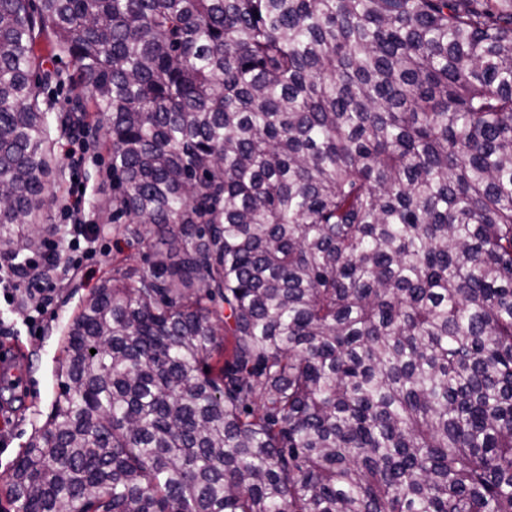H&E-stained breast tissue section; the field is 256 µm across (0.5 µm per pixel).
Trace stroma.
<instances>
[{"instance_id": "obj_1", "label": "stroma", "mask_w": 512, "mask_h": 512, "mask_svg": "<svg viewBox=\"0 0 512 512\" xmlns=\"http://www.w3.org/2000/svg\"><path fill=\"white\" fill-rule=\"evenodd\" d=\"M53 139L61 166L51 178L55 202L49 224L53 227L63 224V210L69 201L71 183L73 179H80L86 188L85 219L88 224L97 225L106 252L60 288L54 303L43 316L41 333L28 335L22 325L14 324L11 313L0 314V349L21 346L18 364L31 387L30 394L22 396L13 407L0 406V489L6 484L16 458L30 436L52 412L59 392L57 372L67 327L79 312L83 300L104 280L111 278L116 269L141 266L150 252L148 245L118 235L111 214L104 211L106 202L112 197L110 150L95 116H88L86 132L76 149L82 158L79 170H72L71 160L66 155V135L57 133Z\"/></svg>"}]
</instances>
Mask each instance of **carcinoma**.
I'll use <instances>...</instances> for the list:
<instances>
[{
    "label": "carcinoma",
    "mask_w": 512,
    "mask_h": 512,
    "mask_svg": "<svg viewBox=\"0 0 512 512\" xmlns=\"http://www.w3.org/2000/svg\"><path fill=\"white\" fill-rule=\"evenodd\" d=\"M88 111L153 257L68 326L14 512H512V0H0V258ZM88 95L85 88L73 89L67 84L59 85L52 82L44 87V97L53 102L58 109H68L76 100L87 104Z\"/></svg>",
    "instance_id": "cac0c4a2"
}]
</instances>
